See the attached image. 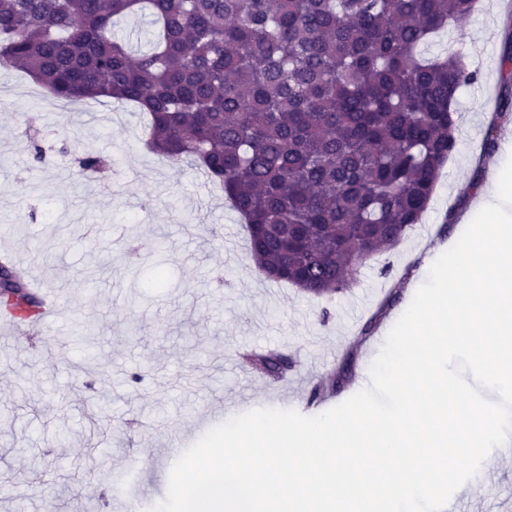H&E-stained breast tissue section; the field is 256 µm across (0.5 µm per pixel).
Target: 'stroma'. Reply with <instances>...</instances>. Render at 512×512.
Here are the masks:
<instances>
[{
    "mask_svg": "<svg viewBox=\"0 0 512 512\" xmlns=\"http://www.w3.org/2000/svg\"><path fill=\"white\" fill-rule=\"evenodd\" d=\"M511 34L512 0H496L491 13L422 46L429 57L459 45L478 72L457 94L456 150L420 224L329 300L264 278L223 192L193 166L150 151L146 118L133 106H35L38 85L0 74V226L8 228L0 249L63 306L37 339L0 340V512H152L174 452L208 431L202 412L236 415L244 402L289 409L343 368L350 382L333 402L355 394L426 281L427 259L464 232L472 180L487 184L508 159L512 121L496 130L491 154L483 144L506 92L499 62ZM88 155L109 169L86 175L78 160ZM87 320L93 360L72 336ZM242 348L283 351L294 365L274 380L244 368ZM483 467L500 481L489 496L462 487L463 512H512V458L495 454Z\"/></svg>",
    "mask_w": 512,
    "mask_h": 512,
    "instance_id": "35a3bbf8",
    "label": "stroma"
}]
</instances>
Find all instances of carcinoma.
<instances>
[{"mask_svg": "<svg viewBox=\"0 0 512 512\" xmlns=\"http://www.w3.org/2000/svg\"><path fill=\"white\" fill-rule=\"evenodd\" d=\"M477 0H0V72L21 71L65 102L102 98L150 117L146 145L224 189L266 279L330 298L421 222L455 145L459 88L477 80L428 38ZM149 15L130 48L118 20ZM512 81V38L500 59ZM512 120L499 103L485 140ZM0 307L38 318L24 277L0 267ZM272 377L275 351L242 354ZM349 381L322 380L319 403Z\"/></svg>", "mask_w": 512, "mask_h": 512, "instance_id": "cac0c4a2", "label": "carcinoma"}]
</instances>
